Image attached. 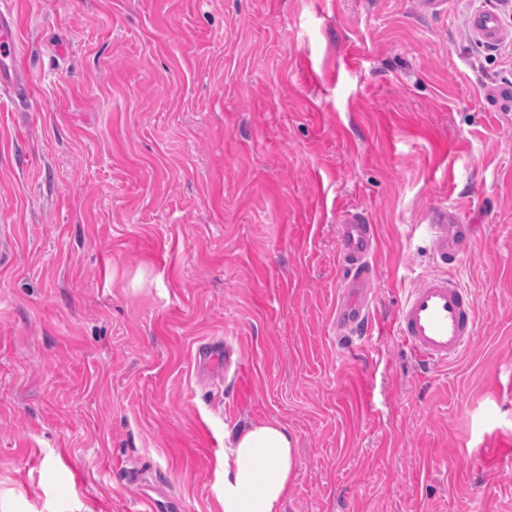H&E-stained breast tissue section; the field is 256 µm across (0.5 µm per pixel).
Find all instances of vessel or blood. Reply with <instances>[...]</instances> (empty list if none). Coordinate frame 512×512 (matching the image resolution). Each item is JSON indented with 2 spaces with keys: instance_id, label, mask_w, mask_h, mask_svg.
<instances>
[{
  "instance_id": "b4317fda",
  "label": "vessel or blood",
  "mask_w": 512,
  "mask_h": 512,
  "mask_svg": "<svg viewBox=\"0 0 512 512\" xmlns=\"http://www.w3.org/2000/svg\"><path fill=\"white\" fill-rule=\"evenodd\" d=\"M470 29L486 47L498 45L504 37L502 19L490 8L473 14ZM18 48L17 25L0 16V87L15 83ZM447 221L445 214H436V268L413 279L394 319L396 336L428 367L446 366L460 359L476 331L475 298L449 272L465 253V239L449 237ZM376 244L375 228L362 213L349 210L342 214L338 235L342 300L334 322L341 346L350 353L357 350L359 335L372 330L374 278L370 259Z\"/></svg>"
}]
</instances>
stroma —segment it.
Instances as JSON below:
<instances>
[{
	"instance_id": "stroma-1",
	"label": "stroma",
	"mask_w": 512,
	"mask_h": 512,
	"mask_svg": "<svg viewBox=\"0 0 512 512\" xmlns=\"http://www.w3.org/2000/svg\"><path fill=\"white\" fill-rule=\"evenodd\" d=\"M488 0H0V512H223L225 433L297 440L279 512H512V11ZM375 224L376 331L332 321L343 211ZM472 347L420 371L394 336L433 210ZM229 342L228 393L206 347ZM470 30L484 47H494L504 37L502 19L497 11L490 8L478 10L473 14ZM18 49V27L14 22L6 21L2 14L0 16V88L10 87L15 83Z\"/></svg>"
}]
</instances>
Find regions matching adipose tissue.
<instances>
[{
	"label": "adipose tissue",
	"mask_w": 512,
	"mask_h": 512,
	"mask_svg": "<svg viewBox=\"0 0 512 512\" xmlns=\"http://www.w3.org/2000/svg\"><path fill=\"white\" fill-rule=\"evenodd\" d=\"M296 440L277 420L250 424L224 451V512H278L295 476Z\"/></svg>",
	"instance_id": "adipose-tissue-1"
}]
</instances>
